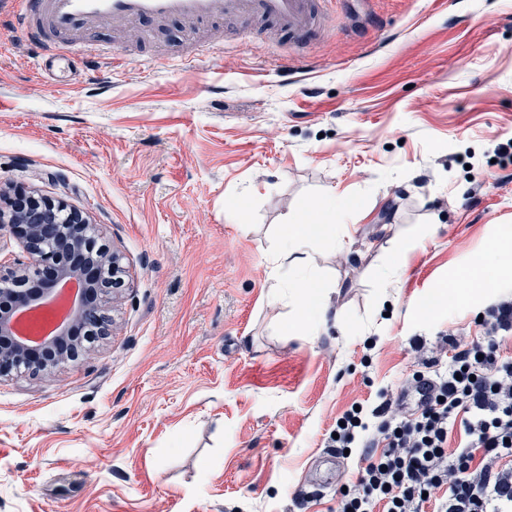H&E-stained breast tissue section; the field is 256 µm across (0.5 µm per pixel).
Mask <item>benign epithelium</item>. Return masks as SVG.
I'll use <instances>...</instances> for the list:
<instances>
[{"instance_id":"benign-epithelium-1","label":"benign epithelium","mask_w":512,"mask_h":512,"mask_svg":"<svg viewBox=\"0 0 512 512\" xmlns=\"http://www.w3.org/2000/svg\"><path fill=\"white\" fill-rule=\"evenodd\" d=\"M6 222L28 258L0 269V379L48 374L83 349V340L73 338L74 325H85L90 336L109 335L111 319L102 302L122 286L121 259L114 252L95 253L94 225L50 198L18 195L0 206V223ZM70 282L78 291L68 316L39 342L17 336L14 318L50 303Z\"/></svg>"}]
</instances>
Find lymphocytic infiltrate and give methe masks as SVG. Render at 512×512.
Segmentation results:
<instances>
[{
	"label": "lymphocytic infiltrate",
	"instance_id": "1",
	"mask_svg": "<svg viewBox=\"0 0 512 512\" xmlns=\"http://www.w3.org/2000/svg\"><path fill=\"white\" fill-rule=\"evenodd\" d=\"M486 340L451 339L448 367L415 371L405 391L428 387L425 405L381 394L371 411L341 416L337 451L358 449L355 482L341 493L337 512H512V359L501 358L497 338L512 334V296L491 299L484 311ZM461 425L469 441L448 447V430Z\"/></svg>",
	"mask_w": 512,
	"mask_h": 512
}]
</instances>
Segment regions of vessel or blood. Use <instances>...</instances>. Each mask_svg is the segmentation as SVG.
I'll list each match as a JSON object with an SVG mask.
<instances>
[{"instance_id":"b4317fda","label":"vessel or blood","mask_w":512,"mask_h":512,"mask_svg":"<svg viewBox=\"0 0 512 512\" xmlns=\"http://www.w3.org/2000/svg\"><path fill=\"white\" fill-rule=\"evenodd\" d=\"M9 5L15 26L38 44L44 74L53 76L56 63L62 60L74 83L95 60L104 57L117 65L124 58L116 47L72 41V34L80 29L174 17L205 23L230 15L272 20L301 36L315 17L313 0H9Z\"/></svg>"}]
</instances>
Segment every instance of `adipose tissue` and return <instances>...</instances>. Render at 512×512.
<instances>
[{"label":"adipose tissue","instance_id":"ef3b65f1","mask_svg":"<svg viewBox=\"0 0 512 512\" xmlns=\"http://www.w3.org/2000/svg\"><path fill=\"white\" fill-rule=\"evenodd\" d=\"M335 225L317 222L294 224L272 257L273 272L283 285L279 298L292 309L280 332L282 336L314 335L326 323L328 299L337 284L311 268L309 251L323 238L334 235Z\"/></svg>","mask_w":512,"mask_h":512}]
</instances>
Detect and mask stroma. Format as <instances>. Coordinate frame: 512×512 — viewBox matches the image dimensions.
<instances>
[{"mask_svg":"<svg viewBox=\"0 0 512 512\" xmlns=\"http://www.w3.org/2000/svg\"><path fill=\"white\" fill-rule=\"evenodd\" d=\"M297 39L220 17L81 30L125 54L47 80L0 0V190L59 200L122 257L112 331L51 374L0 380V512H336L329 437L417 370L411 344L481 339L490 298L417 317L512 226V0H315ZM223 31L224 46L208 39ZM199 53L194 70L182 64ZM347 197L339 324L277 335L271 257L310 202ZM416 241L388 287L394 244Z\"/></svg>","mask_w":512,"mask_h":512,"instance_id":"1","label":"stroma"}]
</instances>
